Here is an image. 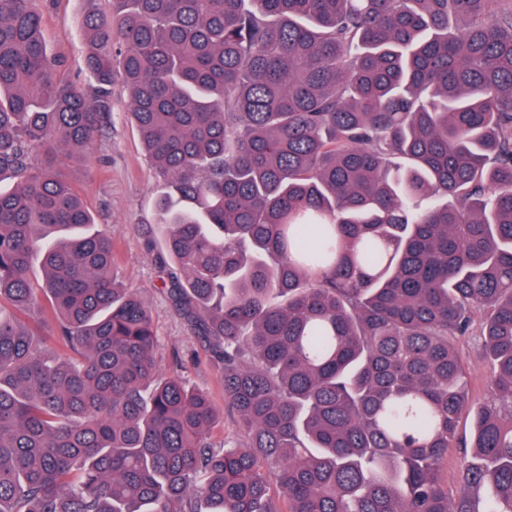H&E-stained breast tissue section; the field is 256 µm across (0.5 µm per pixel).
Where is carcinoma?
Here are the masks:
<instances>
[{
    "instance_id": "cac0c4a2",
    "label": "carcinoma",
    "mask_w": 512,
    "mask_h": 512,
    "mask_svg": "<svg viewBox=\"0 0 512 512\" xmlns=\"http://www.w3.org/2000/svg\"><path fill=\"white\" fill-rule=\"evenodd\" d=\"M245 2L112 0L78 92L33 0H0V512H279L271 466L288 512H512V0ZM117 80L242 445L161 369L64 172ZM457 353L468 373L471 399L478 403L486 392L487 369L480 358L477 338L468 336L460 339L457 345ZM465 450L468 452L469 448H449L448 460L441 465V480L450 497H455L459 489V469Z\"/></svg>"
}]
</instances>
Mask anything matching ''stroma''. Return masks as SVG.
<instances>
[{"mask_svg": "<svg viewBox=\"0 0 512 512\" xmlns=\"http://www.w3.org/2000/svg\"><path fill=\"white\" fill-rule=\"evenodd\" d=\"M45 20L51 55L64 62L63 72L86 90L83 18L87 9L110 12V0H34ZM67 175L79 185L97 227L111 233L118 257L119 279L135 289L151 310L158 338V357L166 371L179 373L189 386L206 391L223 425L216 443H242L248 438L224 402V366L170 306L163 287L157 230L158 199L163 191L129 115V94L112 87L108 127L96 137L89 158L71 157Z\"/></svg>", "mask_w": 512, "mask_h": 512, "instance_id": "1", "label": "stroma"}]
</instances>
